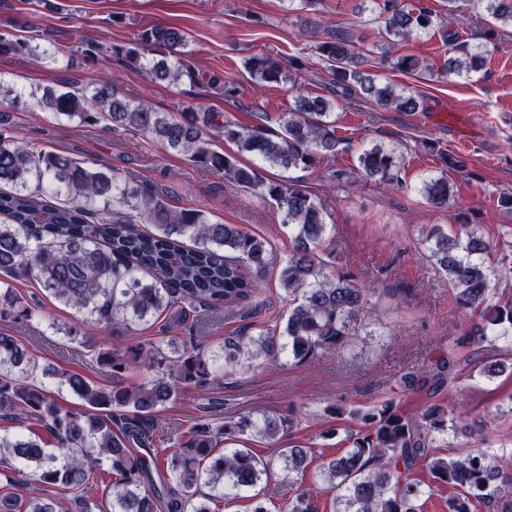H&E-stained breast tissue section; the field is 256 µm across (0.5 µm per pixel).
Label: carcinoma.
I'll return each instance as SVG.
<instances>
[{
    "mask_svg": "<svg viewBox=\"0 0 512 512\" xmlns=\"http://www.w3.org/2000/svg\"><path fill=\"white\" fill-rule=\"evenodd\" d=\"M472 1L485 6L495 22L512 27V0H448L442 16L423 0L410 6L382 0L385 32L407 40L436 25L448 29V43L459 55L449 59L445 73L467 76L482 65L483 57L458 43L454 24L461 5ZM187 43L185 30L155 25L140 30L126 45L90 46L82 56H71L66 66L84 67L99 57L138 62L161 47L167 55L149 61L146 71L156 82L175 84L193 78L184 58ZM316 53L326 61L333 86L346 96L356 92L383 109L419 111L418 94L390 81L381 83L359 69L349 38L337 35L321 41ZM46 54L31 38L0 33V57ZM388 67L409 74L421 64L412 55H402L391 58ZM245 69L258 86L290 80L282 63L264 54L250 56ZM26 96L70 121L94 125L106 119L158 140L194 163L224 172L228 185L274 203L282 213V223L291 230V249L279 271L288 301L285 323L262 328L255 336L226 338V364L284 353L307 361L343 349L358 336L368 288L348 270H331L322 255L331 231L324 203L297 180H266L255 167L240 162L241 155L249 154L290 171L336 156L341 139L327 120L336 102L299 95L278 119L279 130L267 134L263 127L249 128L230 114L200 107L177 117L158 112L147 101L116 97L105 79L90 91L79 93L63 85L39 97L0 80L1 98L18 104ZM216 139L234 144L236 152L215 150ZM358 164L367 178L386 186L399 184L401 160L393 149L374 145L359 154ZM0 183L12 187L0 192V317L18 315L55 326L54 318L26 305L11 288L12 280L33 279L89 326H112V345L93 348L96 362L112 373L108 388L65 369L50 371L52 389L22 379L33 358L16 337L0 332V481L9 487L0 490V512H63L58 499L18 492L27 467L47 487L78 492L74 512H220L211 504L224 502L225 485L250 491L268 477L274 461L237 444L248 434L279 443L298 427L290 416L261 422L248 415L222 423L196 421L168 438L175 452L165 456L157 442V414L182 388L218 379L221 369L203 354V335L182 342L162 338L148 346L132 342V335L137 326L182 304L249 316L263 304L261 287L273 263L269 241L235 224H215L202 209L175 207L164 193L139 186L108 164L30 147L15 140L2 121ZM422 194L431 206L447 207L448 179L425 181ZM138 223L152 230H138ZM488 249L475 233L464 240L435 235L432 259L448 275L457 306L477 317L468 332L472 351L461 357L450 349L403 374L405 389L435 392L453 382L462 368L477 364L489 376L512 374L511 356L480 363L488 337L512 334V300L489 304L491 274L483 258ZM150 354L156 373L135 386L125 384L131 362ZM57 390L75 396L80 408L61 404ZM334 413L347 414L359 424L348 435L344 455L317 465L326 491L334 493L342 512H421V486L409 478L419 462L435 479L460 489L449 503L450 512H472L473 500L481 498L488 500L492 512H512L511 462L495 464L480 448L448 457L433 452V434L448 424L446 408L433 404L410 418L391 399L353 411L337 406ZM278 460L285 470L302 473L315 458L310 447L290 443L279 449ZM103 469L112 477L102 491L106 505L90 495L89 486ZM202 484L213 493H200ZM281 509L319 512L315 497L305 489L284 499Z\"/></svg>",
    "mask_w": 512,
    "mask_h": 512,
    "instance_id": "cac0c4a2",
    "label": "carcinoma"
}]
</instances>
